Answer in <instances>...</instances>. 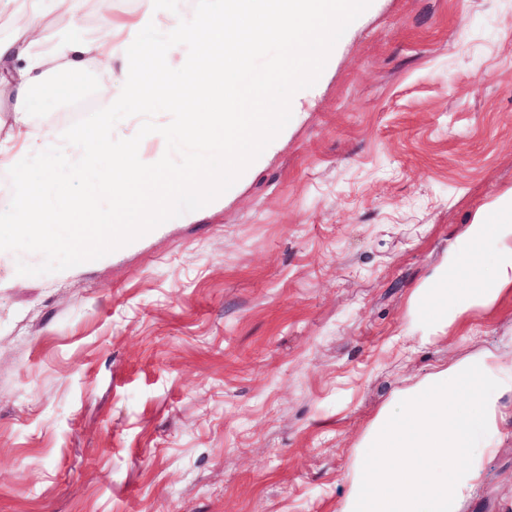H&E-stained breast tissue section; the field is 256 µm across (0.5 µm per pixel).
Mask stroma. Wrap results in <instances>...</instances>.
<instances>
[{"label": "stroma", "instance_id": "stroma-1", "mask_svg": "<svg viewBox=\"0 0 512 512\" xmlns=\"http://www.w3.org/2000/svg\"><path fill=\"white\" fill-rule=\"evenodd\" d=\"M103 34L98 0L48 17ZM267 44L241 104L280 73ZM87 60L69 100L15 125L0 148L51 133L74 156L63 201L112 157L75 142L104 108ZM281 151L193 223L174 200L162 231L106 240L76 262L48 225L0 253V512H338L353 447L397 391L436 367L512 349V294L430 343H395L408 299L476 213L512 189V0H374ZM155 85L114 135L171 123ZM461 512H512V411Z\"/></svg>", "mask_w": 512, "mask_h": 512}]
</instances>
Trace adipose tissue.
Segmentation results:
<instances>
[{
	"mask_svg": "<svg viewBox=\"0 0 512 512\" xmlns=\"http://www.w3.org/2000/svg\"><path fill=\"white\" fill-rule=\"evenodd\" d=\"M81 0H28L14 18L16 34L0 40V93L13 100L16 119L29 111L50 67L68 71V81L48 88V97L67 99L80 90L87 59L99 60L108 75L99 86L106 110L93 132L80 138L88 153L116 160L107 177H93L87 196L109 193L106 206L83 223L73 221L79 204L66 211L54 205L60 194L57 166L69 155L54 152L49 136L25 138L6 164L16 180L12 207L0 208V223L14 233L39 236L44 225L67 224L64 244L74 255L113 236L135 240L166 222L170 201L193 202L192 220L223 203L226 184L249 177L274 157L316 93L314 75L331 65L345 24L358 20L371 0H196L191 13L177 12L173 0H145L142 12L122 26L112 21L111 0H101L104 33L88 40L62 36L50 53L31 51L49 15L60 6L78 10ZM277 44L285 66L287 93L265 86L249 110L239 105V76L264 45ZM220 69H213V59ZM119 74H112L114 60ZM176 73L175 90L187 101L178 120L195 134L224 138V170L202 172L196 153L172 167L146 142H166L170 129L158 124L144 133L119 138L112 115L130 112L148 87ZM494 253H487V244ZM512 291V224H490L477 213L443 254L409 306L419 340L447 334L475 308L491 309ZM512 399V354L487 350L436 368L399 391L383 406L354 446V468L339 512H461L480 484L485 463L496 448L498 424Z\"/></svg>",
	"mask_w": 512,
	"mask_h": 512,
	"instance_id": "ef3b65f1",
	"label": "adipose tissue"
}]
</instances>
